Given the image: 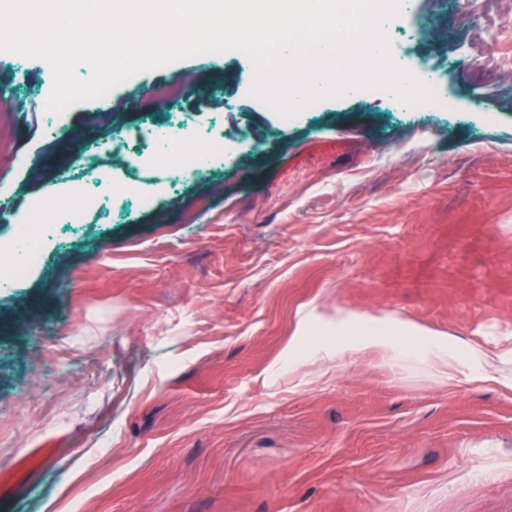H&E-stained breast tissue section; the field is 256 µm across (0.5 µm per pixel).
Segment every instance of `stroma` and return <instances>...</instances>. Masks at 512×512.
Segmentation results:
<instances>
[{"instance_id": "obj_1", "label": "stroma", "mask_w": 512, "mask_h": 512, "mask_svg": "<svg viewBox=\"0 0 512 512\" xmlns=\"http://www.w3.org/2000/svg\"><path fill=\"white\" fill-rule=\"evenodd\" d=\"M512 0H399L384 34L438 111L322 99L290 123L244 52L110 93L134 137L159 88L206 146L178 192L41 230L0 288V492L11 512H512ZM0 54V240L109 140L87 102L44 136L49 65ZM352 140L345 157L318 139ZM384 316L447 337L474 380L416 358L286 366L299 315Z\"/></svg>"}]
</instances>
